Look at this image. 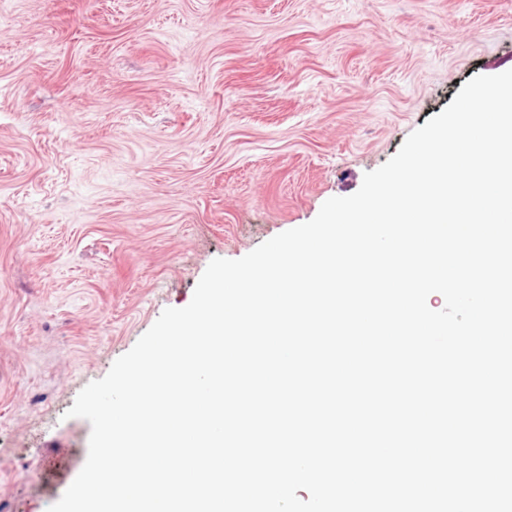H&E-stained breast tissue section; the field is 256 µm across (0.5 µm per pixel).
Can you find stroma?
<instances>
[{
	"label": "stroma",
	"mask_w": 512,
	"mask_h": 512,
	"mask_svg": "<svg viewBox=\"0 0 512 512\" xmlns=\"http://www.w3.org/2000/svg\"><path fill=\"white\" fill-rule=\"evenodd\" d=\"M509 69L512 0H0V512L61 498L77 395L212 260Z\"/></svg>",
	"instance_id": "obj_1"
}]
</instances>
